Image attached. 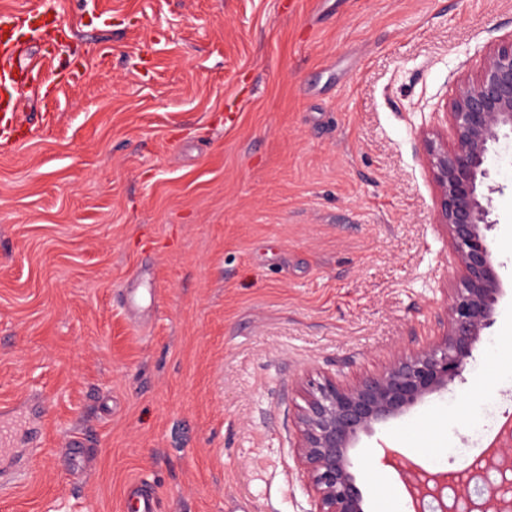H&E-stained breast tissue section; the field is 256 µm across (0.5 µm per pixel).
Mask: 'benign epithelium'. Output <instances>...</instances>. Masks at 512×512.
Returning <instances> with one entry per match:
<instances>
[{
    "label": "benign epithelium",
    "instance_id": "benign-epithelium-1",
    "mask_svg": "<svg viewBox=\"0 0 512 512\" xmlns=\"http://www.w3.org/2000/svg\"><path fill=\"white\" fill-rule=\"evenodd\" d=\"M441 110L449 119L453 145L438 131L423 134L428 170L438 192L437 223L450 238L461 280L445 306L443 337L422 350L401 354L382 373L347 386L333 378L306 382V406L297 415L296 454L305 474L311 512H364L351 455L354 442L462 378L483 332L493 321L502 292L488 237L491 197L478 191L489 176V147L504 129L512 131V33L497 40L475 73L459 79ZM501 460L512 458V418L489 444ZM419 468L401 470L414 498H432L417 512H448L433 486L415 491ZM456 498L481 512H512L499 489L458 474Z\"/></svg>",
    "mask_w": 512,
    "mask_h": 512
}]
</instances>
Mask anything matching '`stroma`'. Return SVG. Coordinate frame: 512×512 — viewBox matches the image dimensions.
Returning <instances> with one entry per match:
<instances>
[{
	"label": "stroma",
	"mask_w": 512,
	"mask_h": 512,
	"mask_svg": "<svg viewBox=\"0 0 512 512\" xmlns=\"http://www.w3.org/2000/svg\"><path fill=\"white\" fill-rule=\"evenodd\" d=\"M52 2L63 32L22 36L45 64L0 151V405L44 425L0 512H122L136 480L159 512H310L302 381L358 383L445 331L461 272L421 135L512 0ZM488 168L494 322L461 380L360 435L368 512L408 497L378 448L460 471L512 413V132Z\"/></svg>",
	"instance_id": "35a3bbf8"
}]
</instances>
